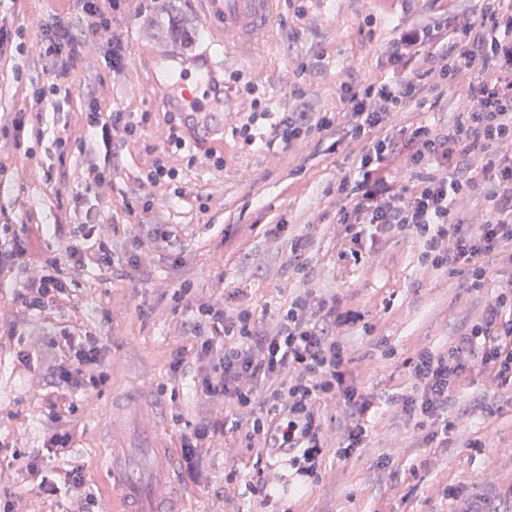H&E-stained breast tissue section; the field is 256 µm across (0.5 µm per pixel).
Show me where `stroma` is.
Listing matches in <instances>:
<instances>
[{
    "label": "stroma",
    "instance_id": "35a3bbf8",
    "mask_svg": "<svg viewBox=\"0 0 512 512\" xmlns=\"http://www.w3.org/2000/svg\"><path fill=\"white\" fill-rule=\"evenodd\" d=\"M135 5L134 12L119 17L113 26L130 50L123 77H113L101 51L85 53L77 63L72 94L42 105L36 159L26 160L0 146V164L6 167L0 174V208L11 213L14 223L83 222L85 212L74 209L72 198L82 189L89 158L75 151L59 158L54 139L64 130L82 134L90 95L120 111L149 115L142 138L121 151L114 188L104 189L93 202L107 220L103 233H111L112 222H125L121 195L138 190L140 172L167 136V114L153 102L155 52L164 47L195 53L208 44L203 0H136ZM484 6V0H283L267 39L224 63V81L232 89V124L223 134L169 154L182 181L210 196L203 210L193 201L175 206L157 196L151 217L176 225L177 256L144 241L139 252L151 275L136 287L119 272L87 264L74 277L73 304L48 317L17 309L13 284H0V326L17 321L24 330L0 349V442L21 455L42 447L48 428L45 403L58 395L53 382L29 384L16 351L40 346L52 329L84 322L105 340L107 378L67 397L75 414L72 452L84 466L82 492L91 498L82 508L126 512V503L113 499L100 466L110 441L99 424L111 410L114 394L141 393L152 402L175 458L187 426L206 416L224 415L222 405L205 402L196 393L191 374L179 380L171 376V351L194 342L185 314L172 310L173 288L190 282L194 294L230 307H250L266 321L299 293H335L362 313L363 325L374 328L369 336L363 326L344 333L357 384L375 403L372 431L366 447L350 459H339L334 449H327L318 483L299 499L278 493L275 512H512V391L496 388L481 369H473L448 404L449 416H459L463 407L470 413L460 417L461 433L450 434L444 448L424 441L426 431L434 427L432 420L416 425L389 402L392 393L412 389L405 359L424 347L446 346L483 312L497 279L459 298L457 277L424 268L419 261L422 244L413 236H384L364 246L360 263L341 260L347 241L343 225L336 222V184L356 163L360 143L344 135H315L292 150L268 151L248 146L233 132L251 112L254 99L265 101L276 113L291 109L296 86L315 109H335L342 85L350 78L389 76L384 50L394 26L444 27L454 19L479 18ZM63 8L62 0H7L0 7V25L29 37ZM24 64L19 81L14 60H0V113L24 108L26 82L45 79L36 59L25 58ZM467 90L464 83L449 85L437 106L396 114L391 124L396 129L416 123L446 129ZM209 148L223 153V168L189 163L190 155H203ZM276 224L282 225V232H273ZM297 233L309 239L311 273L305 280L290 261L289 238ZM483 400L496 405V414L481 412ZM467 437L479 439L482 449L465 447ZM235 439L228 430L203 449L197 480L173 471L183 512H263L244 498L224 500L225 473L237 471L244 482L254 473L252 459L246 450L237 449ZM391 470L401 473L400 482L387 480ZM451 484L460 489L454 500L445 494ZM1 493L12 497L14 512L79 508L66 493L45 500L17 465L3 459Z\"/></svg>",
    "mask_w": 512,
    "mask_h": 512
}]
</instances>
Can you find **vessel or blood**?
I'll return each instance as SVG.
<instances>
[{
  "mask_svg": "<svg viewBox=\"0 0 512 512\" xmlns=\"http://www.w3.org/2000/svg\"><path fill=\"white\" fill-rule=\"evenodd\" d=\"M209 46L193 56L159 53L156 59L158 101L178 113L195 136L223 132L229 110L218 78L224 55L259 46L276 19L282 0H205ZM142 412L141 404H113L102 422L112 433L111 452L103 463L112 495L133 502L138 512H164L177 490L172 482L171 456L162 432L146 448L126 446L122 434Z\"/></svg>",
  "mask_w": 512,
  "mask_h": 512,
  "instance_id": "b4317fda",
  "label": "vessel or blood"
}]
</instances>
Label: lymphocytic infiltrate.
<instances>
[{"label":"lymphocytic infiltrate","mask_w":512,"mask_h":512,"mask_svg":"<svg viewBox=\"0 0 512 512\" xmlns=\"http://www.w3.org/2000/svg\"><path fill=\"white\" fill-rule=\"evenodd\" d=\"M78 20L54 15L35 36L34 50L46 75L44 83L31 86L28 104L0 126V137L25 158H33L30 144L37 129L32 122L45 100L70 95L75 87L76 64L99 43H106V61L113 74L125 71L127 45L113 37L115 20L129 9V0H73ZM392 74L384 80L345 84L340 111L347 119L351 139L362 141L354 172L336 184L340 206L337 223L345 227L349 242L344 257L360 260L364 236L413 234L421 239V262L449 274H460L462 294L479 290L493 266L512 269V6L488 0L480 18L452 25L449 33L436 27L411 24L395 26L385 47ZM471 74L465 104L457 108L447 129L429 124L405 127L411 147L404 158L408 168L423 170L418 182L390 179L384 164L394 157L398 144L387 128L397 112L426 107L442 98L445 86ZM336 115L305 109L273 117L251 112L236 132L248 145L293 148L313 135L336 133ZM269 123L259 132V120ZM86 133L74 138L62 133L56 139L60 152L70 147L103 149L102 162L89 164L83 175V198L98 196L112 172L119 169V150L140 138L143 121L132 113L89 98ZM165 154H158L138 179L139 189L123 194L122 210L129 217L127 233L132 242L150 240L175 250L177 235L169 224L148 220L156 189L168 200L182 203L193 191L177 179ZM484 194L481 221L461 216L458 201L467 199L477 182ZM101 215H87L76 230L62 225H0V274L17 261L34 263L36 275L17 289L14 300L29 314H40L70 303L75 271L87 260L98 267L114 264V252L98 233ZM62 244L63 258L48 256L42 246L47 238ZM174 308L188 313L187 327L194 345L179 347L170 355L173 376L194 371V385L208 402L224 406L223 418H203L182 436L180 448L184 473L196 479L197 456L202 448L223 434L227 421L257 463L253 478L239 483L235 473L224 479V498L245 492L261 504L273 501L281 477L273 470V456H285L297 475L318 478L327 446L337 457L351 458L369 437L368 417L372 399L359 392L353 378L352 359L343 342L344 332L362 321L361 312L338 295H297L278 315L259 324L247 306L229 309L192 295L189 284L172 294ZM104 345L86 332L61 329L50 332L42 352L44 374H33L32 383L50 377L54 384L81 390L103 382L97 368ZM414 381L412 393L393 395L391 401L412 417L441 420L440 429L428 433V442L447 438L455 429L448 420V404L472 368L488 373L499 388L512 389V277L500 281L482 314L469 323L446 348L422 349L406 359ZM343 420L339 434L329 437L326 420L330 409ZM51 432L43 450L30 452L25 473L38 494L55 497L60 488L44 473L43 453L67 465L69 486L83 485L81 467H69L71 435L57 413H50Z\"/></svg>","instance_id":"1"}]
</instances>
